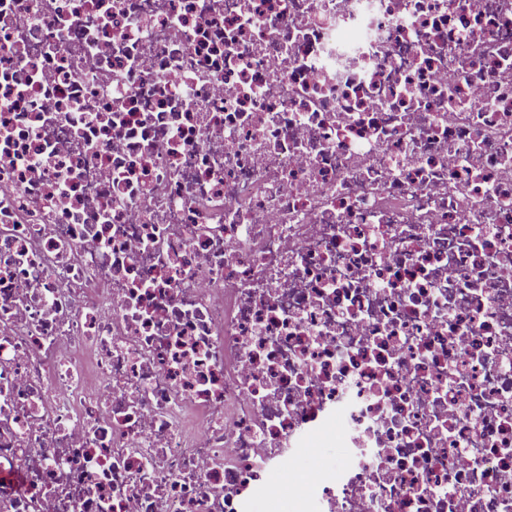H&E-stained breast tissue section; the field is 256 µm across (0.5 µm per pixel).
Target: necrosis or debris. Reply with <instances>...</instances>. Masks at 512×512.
Wrapping results in <instances>:
<instances>
[{
    "label": "necrosis or debris",
    "mask_w": 512,
    "mask_h": 512,
    "mask_svg": "<svg viewBox=\"0 0 512 512\" xmlns=\"http://www.w3.org/2000/svg\"><path fill=\"white\" fill-rule=\"evenodd\" d=\"M282 476L512 512V0H0V512ZM326 445L316 447L314 453L310 456L305 455L304 466L312 465L314 467L331 468L339 465L342 460L341 448H327Z\"/></svg>",
    "instance_id": "obj_1"
}]
</instances>
